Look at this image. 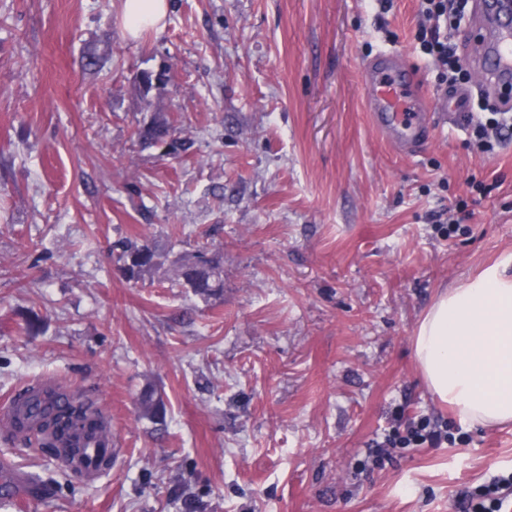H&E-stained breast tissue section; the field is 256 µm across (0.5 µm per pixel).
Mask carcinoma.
Returning a JSON list of instances; mask_svg holds the SVG:
<instances>
[{
	"label": "carcinoma",
	"instance_id": "carcinoma-1",
	"mask_svg": "<svg viewBox=\"0 0 512 512\" xmlns=\"http://www.w3.org/2000/svg\"><path fill=\"white\" fill-rule=\"evenodd\" d=\"M169 133L166 123H158L138 133L143 143L148 144L158 140ZM112 251L115 252L117 262L121 263L123 270L129 278L138 282L152 273L158 267L157 254L145 240L136 238H121L114 243ZM175 280L188 285L195 281L192 290L208 298L219 294L224 288V277L220 271V264L214 262L203 250L197 254L181 259L175 267ZM29 416L18 422V429L25 430L30 423H35L33 434L52 436L59 443H66L78 437L83 432L96 427V420L89 414L90 404L76 399L58 404L53 408H43L40 403V393L30 390L24 396ZM141 416L155 426H164L166 412L161 398L153 391L145 392L139 403Z\"/></svg>",
	"mask_w": 512,
	"mask_h": 512
}]
</instances>
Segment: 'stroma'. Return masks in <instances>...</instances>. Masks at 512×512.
Returning <instances> with one entry per match:
<instances>
[{"mask_svg":"<svg viewBox=\"0 0 512 512\" xmlns=\"http://www.w3.org/2000/svg\"><path fill=\"white\" fill-rule=\"evenodd\" d=\"M170 2L134 40L121 0H0V401L54 378L111 413L114 446L92 485L0 428V512H185L181 480L196 512H461L512 473L511 425L355 463L397 414L452 415L413 339L441 291L512 253V140L479 152L437 108L414 155L375 130L381 49L443 94L418 0ZM144 70L166 73L145 95ZM154 119L175 146L141 147ZM126 236L159 255L137 283ZM201 249L219 298L173 280ZM140 413L143 418L149 420L155 427H163L166 423V412L161 398L153 391L145 392L139 403Z\"/></svg>","mask_w":512,"mask_h":512,"instance_id":"obj_1","label":"stroma"}]
</instances>
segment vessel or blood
<instances>
[{
  "label": "vessel or blood",
  "mask_w": 512,
  "mask_h": 512,
  "mask_svg": "<svg viewBox=\"0 0 512 512\" xmlns=\"http://www.w3.org/2000/svg\"><path fill=\"white\" fill-rule=\"evenodd\" d=\"M476 11L484 26L481 57L471 64L483 84L502 88L512 83V0H477ZM368 80L366 109L377 131L401 153L414 151L428 128V114L435 106L426 98L414 99L408 94L414 75L400 54L380 51L365 66ZM470 90L462 86L451 89L437 106L448 112L454 123H462L468 110ZM99 428L80 435L70 466L80 471L87 481L103 475L102 458L112 454V424L104 409H97Z\"/></svg>",
  "instance_id": "1"
}]
</instances>
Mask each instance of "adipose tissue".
Wrapping results in <instances>:
<instances>
[{
	"label": "adipose tissue",
	"instance_id": "1",
	"mask_svg": "<svg viewBox=\"0 0 512 512\" xmlns=\"http://www.w3.org/2000/svg\"><path fill=\"white\" fill-rule=\"evenodd\" d=\"M168 9V0H123L124 33L162 32ZM414 353L429 391L462 423L512 424V254L436 297Z\"/></svg>",
	"mask_w": 512,
	"mask_h": 512
}]
</instances>
